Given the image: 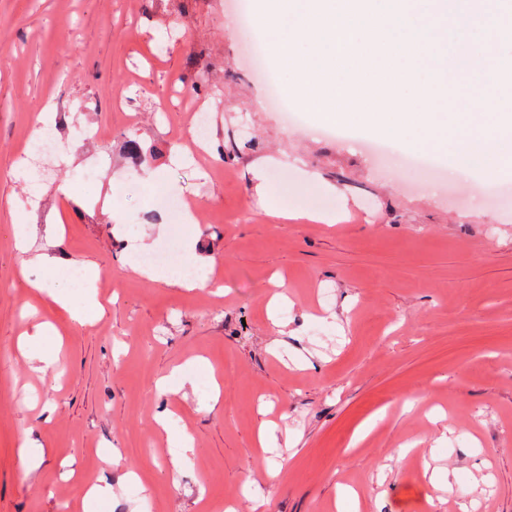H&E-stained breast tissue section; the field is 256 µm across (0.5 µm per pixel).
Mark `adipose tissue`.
Here are the masks:
<instances>
[{"instance_id":"obj_1","label":"adipose tissue","mask_w":512,"mask_h":512,"mask_svg":"<svg viewBox=\"0 0 512 512\" xmlns=\"http://www.w3.org/2000/svg\"><path fill=\"white\" fill-rule=\"evenodd\" d=\"M271 164L270 159H263L255 165L257 179L256 191L264 200L270 215L290 219H304L313 222L332 224L336 221L335 211L322 205L323 190L315 177L303 174L299 177L298 199L289 202L282 188L270 182L264 171ZM83 298L81 304H74L67 293L55 295L54 300L62 308L68 310L78 323L85 324L96 320L103 313L97 298L96 281L98 273L95 268H84L82 274Z\"/></svg>"}]
</instances>
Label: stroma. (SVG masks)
<instances>
[{
  "label": "stroma",
  "instance_id": "1",
  "mask_svg": "<svg viewBox=\"0 0 512 512\" xmlns=\"http://www.w3.org/2000/svg\"><path fill=\"white\" fill-rule=\"evenodd\" d=\"M247 5L0 0V512H83L95 484L112 495L93 512H408L434 493L428 466L450 471L432 512H512V199L487 200L481 174L443 161V183L380 161L374 134L327 136L308 112L285 125L243 51ZM43 111L46 180L31 163ZM88 125L100 140L82 139ZM130 138L144 161L124 155ZM264 157L285 193L300 169L334 186L342 218L267 215L251 172ZM150 171L163 187L145 185ZM170 201L194 206L195 253ZM21 208L33 252L63 260L52 278L22 267ZM146 238L222 294L130 270ZM87 264L105 313L82 325L53 296ZM278 277L290 303L273 316ZM42 323L33 347L59 366L40 378L19 341ZM180 364L192 386L159 393ZM163 413L195 437L178 468ZM265 424L276 447L257 443ZM27 437L39 466L20 458ZM131 470L138 483L123 482ZM343 486L358 503H339Z\"/></svg>",
  "mask_w": 512,
  "mask_h": 512
}]
</instances>
